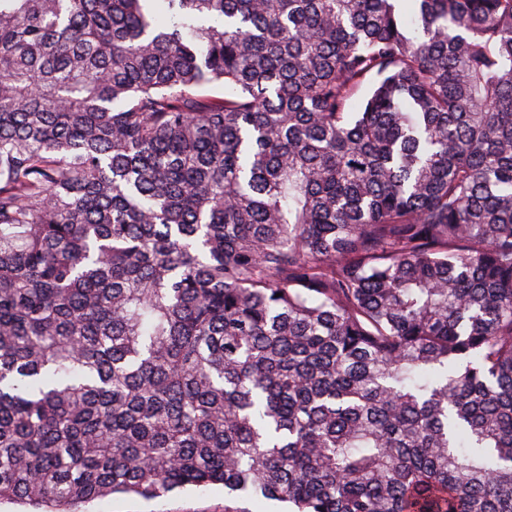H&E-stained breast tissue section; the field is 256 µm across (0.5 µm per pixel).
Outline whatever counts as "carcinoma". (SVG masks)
Wrapping results in <instances>:
<instances>
[{"mask_svg": "<svg viewBox=\"0 0 512 512\" xmlns=\"http://www.w3.org/2000/svg\"><path fill=\"white\" fill-rule=\"evenodd\" d=\"M512 512V0H0V501ZM224 493L221 485L174 491L167 495L144 499L134 494H114L88 505L91 512H225L224 506L231 505L249 512H273L280 510L276 501L245 499L232 500Z\"/></svg>", "mask_w": 512, "mask_h": 512, "instance_id": "carcinoma-1", "label": "carcinoma"}]
</instances>
